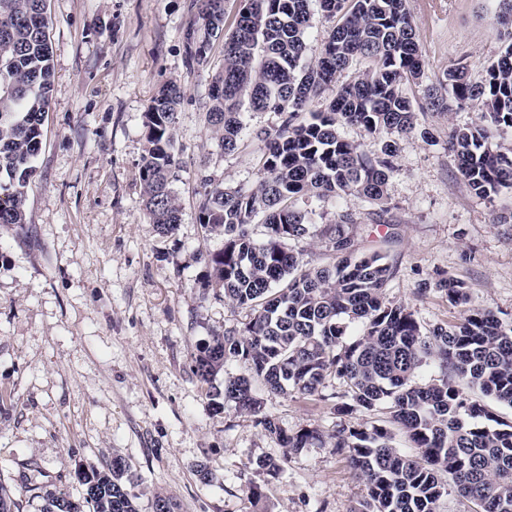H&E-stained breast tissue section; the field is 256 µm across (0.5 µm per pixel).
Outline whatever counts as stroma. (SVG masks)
Instances as JSON below:
<instances>
[{
	"label": "stroma",
	"mask_w": 512,
	"mask_h": 512,
	"mask_svg": "<svg viewBox=\"0 0 512 512\" xmlns=\"http://www.w3.org/2000/svg\"><path fill=\"white\" fill-rule=\"evenodd\" d=\"M191 3L47 0L55 81L37 174L25 188V223L0 225V484L14 512H42L49 491L81 498L85 472L116 456L135 476L139 512H153L158 495L176 512H350L367 493L334 448L286 452L253 416L218 407L240 362L228 360L208 384L193 372L199 345L251 316L222 289L200 286L224 239L199 224L198 177L254 188L264 151L256 132L277 118L248 114L241 148L223 151L205 122L223 43L204 66L187 67ZM497 5L407 0L424 61L416 97L458 62L482 79L501 50ZM172 80L184 90L174 135L181 222L163 236L145 214L139 167L144 113ZM479 111L475 101L416 108L414 130L396 138L385 223L355 197L316 206L326 224L337 208L353 214L360 252H381L394 269L386 301L408 305L427 328L464 313L434 290L440 271L465 283L469 307L512 321V190L477 197L448 150L449 128L472 125ZM344 390L331 377L319 396L263 400L283 428L328 435ZM260 457L281 460L282 472L257 469ZM202 464L209 480L197 474Z\"/></svg>",
	"instance_id": "35a3bbf8"
}]
</instances>
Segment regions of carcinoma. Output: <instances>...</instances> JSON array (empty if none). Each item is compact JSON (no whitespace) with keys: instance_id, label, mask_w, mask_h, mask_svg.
<instances>
[{"instance_id":"obj_1","label":"carcinoma","mask_w":512,"mask_h":512,"mask_svg":"<svg viewBox=\"0 0 512 512\" xmlns=\"http://www.w3.org/2000/svg\"><path fill=\"white\" fill-rule=\"evenodd\" d=\"M196 18L184 32L190 68L208 60L213 39L224 35V68L212 81L205 120L226 152L242 141L245 115L271 112L278 123L265 139L261 180L255 189L211 183L202 188L198 220L205 234L224 237L201 287L221 288L224 298L252 311L239 331H227L198 348L194 372L207 383L234 358L245 372L224 378V403L256 418L286 451L332 447L344 452L367 496L352 512H438L455 494L472 512H512V423L493 420L465 389L512 409V321L470 309L462 320L423 327L404 304L385 301L391 267L378 252L357 250L342 211L323 227L313 220L314 201L361 198L379 207L385 222L387 184L396 142L371 156L341 137L352 125L369 135L414 129L408 88L423 76L413 17L406 0H243L229 17L224 0H193ZM336 19L318 58L305 61L312 4ZM493 25L503 46L497 60L473 83L468 67L448 68L426 93L432 109L481 102L478 121L448 131V148L474 194L487 198L512 190V149L492 147L493 133L512 131V0H499ZM46 0H0V224L25 223L24 188L36 174L42 125L54 85ZM355 69L348 82L341 74ZM336 94L322 110L313 101L327 87ZM183 92L175 82L160 87L144 113L149 148L140 167L149 223L163 235L175 232L181 211L172 188L182 162L174 129ZM260 219L261 242L252 225ZM328 239L334 262L306 266L287 247L291 240ZM435 288L452 305L467 302L465 285L441 277ZM439 376L417 382L422 367ZM346 390L334 404L342 418L326 437L316 428H282L253 391L313 397L326 379ZM385 406L416 452L393 445L383 425L353 421L358 412ZM495 424H489V421ZM121 457L83 477L73 500L48 491L43 512H139Z\"/></svg>"}]
</instances>
